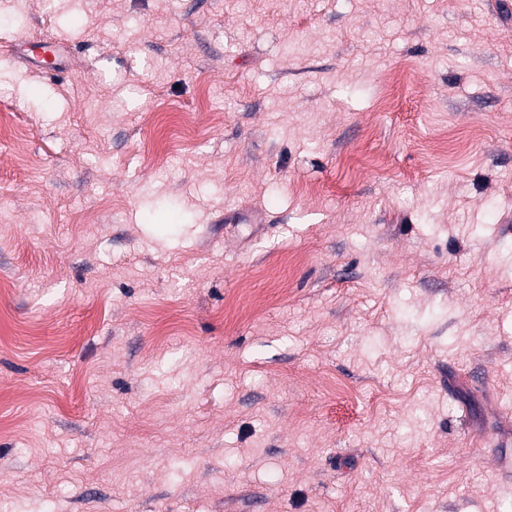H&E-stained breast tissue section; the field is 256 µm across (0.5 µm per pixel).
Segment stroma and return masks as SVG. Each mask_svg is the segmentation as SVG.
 Instances as JSON below:
<instances>
[{
    "mask_svg": "<svg viewBox=\"0 0 512 512\" xmlns=\"http://www.w3.org/2000/svg\"><path fill=\"white\" fill-rule=\"evenodd\" d=\"M497 0H0V512H512Z\"/></svg>",
    "mask_w": 512,
    "mask_h": 512,
    "instance_id": "stroma-1",
    "label": "stroma"
}]
</instances>
